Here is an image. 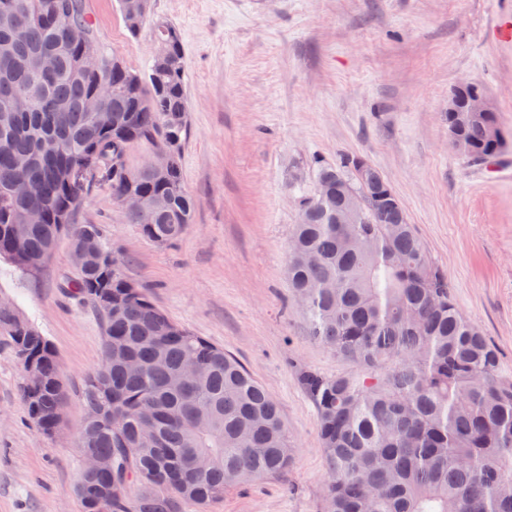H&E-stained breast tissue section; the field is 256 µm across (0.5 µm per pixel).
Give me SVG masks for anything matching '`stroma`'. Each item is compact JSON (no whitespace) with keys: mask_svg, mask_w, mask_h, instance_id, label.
I'll use <instances>...</instances> for the list:
<instances>
[{"mask_svg":"<svg viewBox=\"0 0 512 512\" xmlns=\"http://www.w3.org/2000/svg\"><path fill=\"white\" fill-rule=\"evenodd\" d=\"M100 41L147 71L150 28L131 35L117 0H87ZM183 37L189 93L185 186L200 202L173 245L126 223L109 188L75 216L100 225L126 276L172 320L233 354L277 403L295 449L288 472L225 492L206 512H320L328 470L296 371H350L291 302L290 235L314 160L358 156L399 198L459 310L512 378V0H152ZM481 84L508 132L499 165L468 162L448 139V98ZM68 241L24 278L0 259V297L54 346L64 420L41 432L19 394L23 364L0 335V512H80L78 386L101 363L91 305L66 293Z\"/></svg>","mask_w":512,"mask_h":512,"instance_id":"stroma-1","label":"stroma"}]
</instances>
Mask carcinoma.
Returning a JSON list of instances; mask_svg holds the SVG:
<instances>
[{"label":"carcinoma","instance_id":"obj_1","mask_svg":"<svg viewBox=\"0 0 512 512\" xmlns=\"http://www.w3.org/2000/svg\"><path fill=\"white\" fill-rule=\"evenodd\" d=\"M59 16L97 39L86 0H0V258L33 275L65 233L91 254L72 292L97 311L105 336L102 368L79 388L80 448L112 458V471L81 474V512H93L108 490L112 512L206 508L230 488L288 471L294 449L279 408L234 356L171 320L126 277L100 225L73 222L106 184L118 201L131 192L164 201L125 213L158 245L192 223L198 201L181 163L182 37L157 19L146 74L106 49L101 69L90 72ZM45 52L58 60L51 75L31 64ZM104 84L119 93L100 113L86 111ZM497 122L496 112H450L448 135L482 162L500 152L487 136ZM144 143L165 157L162 168H130L131 149ZM22 156L33 159L26 170L15 165ZM354 161H314L315 190L300 198L288 258L310 336L354 365L335 376L296 374L315 407L329 471L321 512H512V379L500 374L495 345L458 309L390 185L368 196L357 223H343ZM20 181L36 192L16 195ZM31 211L46 223H27ZM0 332L41 368L42 388L24 385L21 398L44 432L56 429L65 392L52 344L13 302L0 306ZM190 353L200 373L179 386ZM145 419L157 427L153 443L141 437Z\"/></svg>","mask_w":512,"mask_h":512}]
</instances>
